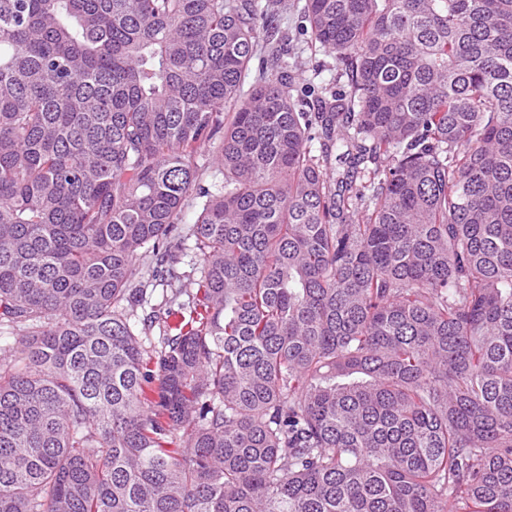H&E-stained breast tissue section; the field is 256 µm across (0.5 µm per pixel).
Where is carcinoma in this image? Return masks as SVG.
I'll list each match as a JSON object with an SVG mask.
<instances>
[{
  "instance_id": "1",
  "label": "carcinoma",
  "mask_w": 512,
  "mask_h": 512,
  "mask_svg": "<svg viewBox=\"0 0 512 512\" xmlns=\"http://www.w3.org/2000/svg\"><path fill=\"white\" fill-rule=\"evenodd\" d=\"M277 2L0 0V512H512V0ZM298 0H282V4L278 6L276 15V24L280 31L287 39L289 38V47L294 44V39L298 36L297 26L300 19L296 4ZM302 61L304 62L302 68L295 73L296 81L301 84H306L313 81L316 84L326 86L332 91L338 92L342 90L345 85V78L336 82L337 70L340 69L334 56L325 54L323 51H310L307 46H304L302 53ZM317 75H314L315 70ZM317 76L315 79L314 77ZM196 161L198 167L202 169L203 181L206 184H220L224 180V173L222 168L219 167L215 160V153L207 147L200 149L197 154ZM151 288L152 287L150 286L147 290L148 294L150 293V295H148V304H145V306L142 309L139 308L137 310V314L140 317H142L145 314L150 313L152 310H158L161 306H163L161 308L160 312H161L162 320L166 321V323L165 322L163 323L162 320L160 321V327L162 330L163 325L173 326L180 319V316L182 315L181 312H184V315L187 314L184 310L180 311L177 305H172V307H171L172 313H169L170 316H168V313L165 310L166 308H168V306H164V301H162V299H163L162 287L158 286V287H156V290H154L152 292H151ZM153 308H155V309H153Z\"/></svg>"
}]
</instances>
